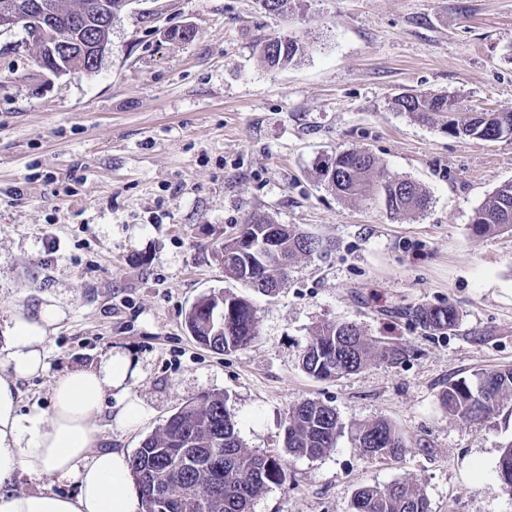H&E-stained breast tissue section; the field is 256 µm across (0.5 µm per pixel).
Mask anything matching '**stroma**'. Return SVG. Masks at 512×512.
Returning <instances> with one entry per match:
<instances>
[{"instance_id":"stroma-1","label":"stroma","mask_w":512,"mask_h":512,"mask_svg":"<svg viewBox=\"0 0 512 512\" xmlns=\"http://www.w3.org/2000/svg\"><path fill=\"white\" fill-rule=\"evenodd\" d=\"M191 28L178 40L174 31ZM287 30L300 62L270 69L257 46ZM512 111V0H130L112 21L93 73L42 68L19 30L0 31V322L13 308L65 312L46 368L17 382L22 410H49L53 379L115 350L140 364V425L117 427L115 399L96 425L102 445L133 453L181 405L221 393L244 446L284 456L288 480L251 512H351L356 489L409 481L431 512H512L496 475L512 416L452 418L449 381L512 367V232L475 235L471 219L512 182V138L457 136L397 111L409 92ZM369 150L390 175L425 189L428 208L396 216L337 196L316 167ZM252 216L329 240L299 257L275 297L224 273L217 252ZM226 289L256 308L259 336L224 355L184 325L201 295ZM453 305L455 329L404 318ZM357 322L405 358L318 380L300 367L317 327ZM335 407L333 451L287 455L298 401ZM384 420L402 457L363 455L350 431Z\"/></svg>"}]
</instances>
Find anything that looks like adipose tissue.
<instances>
[{"label":"adipose tissue","mask_w":512,"mask_h":512,"mask_svg":"<svg viewBox=\"0 0 512 512\" xmlns=\"http://www.w3.org/2000/svg\"><path fill=\"white\" fill-rule=\"evenodd\" d=\"M63 311L44 303L36 314L15 309L0 333V512H140L141 496L128 456L100 449L96 428L103 404L115 396L118 427L131 429L144 415L131 392L139 367L128 354L110 351L97 364L57 377L50 411L22 413L16 382L45 369V343ZM22 474L71 483V494L51 489L13 493Z\"/></svg>","instance_id":"adipose-tissue-1"}]
</instances>
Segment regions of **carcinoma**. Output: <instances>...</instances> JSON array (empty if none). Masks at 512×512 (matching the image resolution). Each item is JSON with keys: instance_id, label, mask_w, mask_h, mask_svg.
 <instances>
[{"instance_id": "1", "label": "carcinoma", "mask_w": 512, "mask_h": 512, "mask_svg": "<svg viewBox=\"0 0 512 512\" xmlns=\"http://www.w3.org/2000/svg\"><path fill=\"white\" fill-rule=\"evenodd\" d=\"M53 31L66 44L86 39L85 32L69 25L87 0H45ZM301 40L288 34L271 36L259 47V57L271 69L296 62L304 53ZM394 108L429 121L444 116V127L455 135L483 141L512 134V112L504 113L497 126H489L490 113L461 106L446 93H409L393 101ZM318 177L343 197L383 199L393 215L423 211L429 198L415 182L389 175L379 161L364 150H346L321 161ZM478 235L512 231V182L500 185L477 209L472 224ZM277 257L267 258L269 247ZM323 249V242L296 224H274L251 217L239 225L235 235L224 240L220 260L225 275L265 296L285 287L288 268L301 255ZM414 325L424 331L451 330L459 323L458 310L450 305L418 307L410 312ZM185 326L200 344L217 354L247 348L257 336L254 305L231 291H211L199 297L185 315ZM403 349L376 344L365 337L355 322L332 321L323 324L301 355V367L310 376L330 380L361 370L370 360H395ZM512 400V367L480 371L470 378L448 382L438 395L448 416L466 421L485 420L501 413ZM344 426L336 409L323 402L305 399L286 416L285 442L288 454L318 459L336 448ZM354 440L370 457L397 458L405 450L399 432L378 420L359 426ZM186 449L189 464L177 476L169 473V460L178 449ZM222 465H206L215 457ZM129 466L142 496L143 512H156L158 505L151 487L169 492L164 512H195L194 501L209 497L207 512H249L251 502L269 485L287 482V470L277 455L258 454L244 448L234 413L227 408L224 395L207 393L183 404L164 426L146 436L130 456ZM496 474L504 490L512 496V440L501 451ZM352 512H431L426 496L408 482L387 486L363 485L351 502Z\"/></svg>"}]
</instances>
